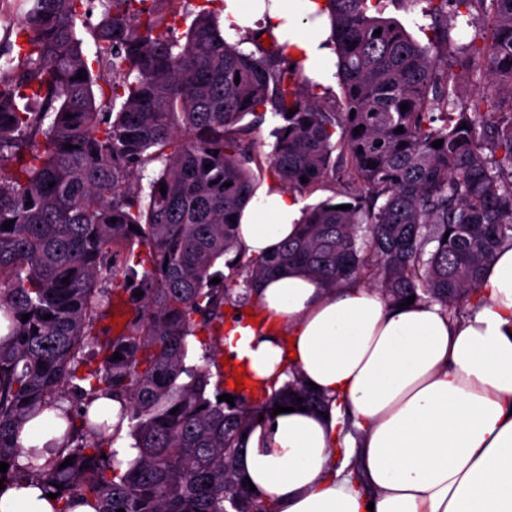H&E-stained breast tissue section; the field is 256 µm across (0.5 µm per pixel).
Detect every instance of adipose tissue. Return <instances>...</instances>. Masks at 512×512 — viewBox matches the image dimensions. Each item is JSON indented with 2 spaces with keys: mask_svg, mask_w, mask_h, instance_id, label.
Listing matches in <instances>:
<instances>
[{
  "mask_svg": "<svg viewBox=\"0 0 512 512\" xmlns=\"http://www.w3.org/2000/svg\"><path fill=\"white\" fill-rule=\"evenodd\" d=\"M316 0H224L225 26L274 35L329 86L336 55ZM316 15L314 24L303 18ZM302 205L271 187L243 208L237 240L265 257L299 232ZM478 304L457 318L437 303L401 306L354 283L331 288L291 267L260 281L257 322H229L224 354L267 392L289 371L332 401L328 415L256 420L239 459L277 512H512V247L483 272ZM356 459L355 481L335 467ZM30 481L0 488V512H54Z\"/></svg>",
  "mask_w": 512,
  "mask_h": 512,
  "instance_id": "adipose-tissue-1",
  "label": "adipose tissue"
}]
</instances>
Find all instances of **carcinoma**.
Here are the masks:
<instances>
[{"label": "carcinoma", "mask_w": 512, "mask_h": 512, "mask_svg": "<svg viewBox=\"0 0 512 512\" xmlns=\"http://www.w3.org/2000/svg\"><path fill=\"white\" fill-rule=\"evenodd\" d=\"M172 2L25 0L0 38V478L31 479L56 495L54 512H276L242 481L243 433L277 403L300 397L326 411L329 400L295 371L270 395L252 383L258 399L218 400L226 390L208 364L223 346L224 307H254L259 280L298 266L331 286L363 283L391 303L413 295L461 315L512 245V113L496 106L512 98V0H408L431 20L426 46L382 17L385 0H323L337 101L315 93L275 40L241 51L221 28L224 0H204L183 33L165 11ZM96 7L88 57L76 26ZM456 20L472 28L459 45ZM450 49L468 74L488 76L467 103ZM268 111L271 176L308 193L337 182L351 208L322 201L298 237L247 258L233 219L254 194L256 141L241 121ZM150 166L160 170L145 200ZM116 292L129 318L102 340L99 307ZM201 333L211 336L203 367L188 364V337ZM101 396L128 420L123 460L118 431L90 412ZM47 409L60 433L49 456L18 442Z\"/></svg>", "instance_id": "obj_1"}]
</instances>
